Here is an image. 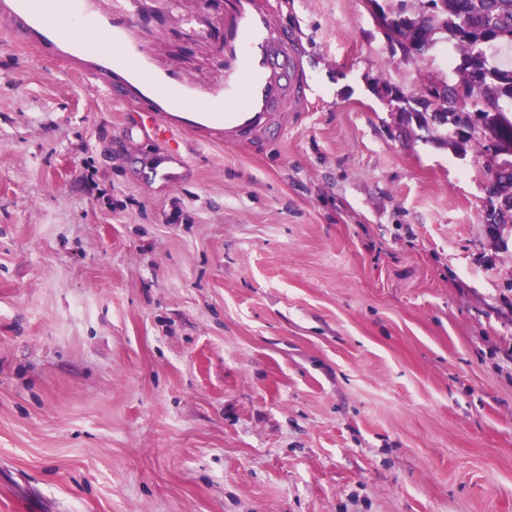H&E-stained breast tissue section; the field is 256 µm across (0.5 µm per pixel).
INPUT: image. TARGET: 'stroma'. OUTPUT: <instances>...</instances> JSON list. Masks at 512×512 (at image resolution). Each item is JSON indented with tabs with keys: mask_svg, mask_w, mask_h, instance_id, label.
<instances>
[{
	"mask_svg": "<svg viewBox=\"0 0 512 512\" xmlns=\"http://www.w3.org/2000/svg\"><path fill=\"white\" fill-rule=\"evenodd\" d=\"M318 98L278 142L153 137L0 17V512H512L493 153L401 121L453 80L370 0H275ZM204 86L224 0H93ZM177 168L179 178H150Z\"/></svg>",
	"mask_w": 512,
	"mask_h": 512,
	"instance_id": "stroma-1",
	"label": "stroma"
}]
</instances>
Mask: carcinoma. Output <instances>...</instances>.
I'll list each match as a JSON object with an SVG mask.
<instances>
[{
	"instance_id": "1",
	"label": "carcinoma",
	"mask_w": 512,
	"mask_h": 512,
	"mask_svg": "<svg viewBox=\"0 0 512 512\" xmlns=\"http://www.w3.org/2000/svg\"><path fill=\"white\" fill-rule=\"evenodd\" d=\"M384 27L415 45L412 58L445 40L457 76L454 84L430 80L422 86L436 92L437 108L391 88L390 101L460 152L503 147L512 157V144L500 142L512 139V67L495 61L501 46L512 45V0H398L384 14ZM503 191L512 193V160L503 161L497 182L489 186L492 195Z\"/></svg>"
}]
</instances>
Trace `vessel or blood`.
Listing matches in <instances>:
<instances>
[{"instance_id": "b4317fda", "label": "vessel or blood", "mask_w": 512, "mask_h": 512, "mask_svg": "<svg viewBox=\"0 0 512 512\" xmlns=\"http://www.w3.org/2000/svg\"><path fill=\"white\" fill-rule=\"evenodd\" d=\"M91 0H0L27 41L60 53L73 49L90 59L101 90L143 106L155 135L180 131L233 145L273 133L306 117L315 82L297 26L282 22L273 0H225L224 65L205 89L191 80L153 67L128 39L126 24L97 13ZM79 15L93 37L71 41L67 22Z\"/></svg>"}]
</instances>
